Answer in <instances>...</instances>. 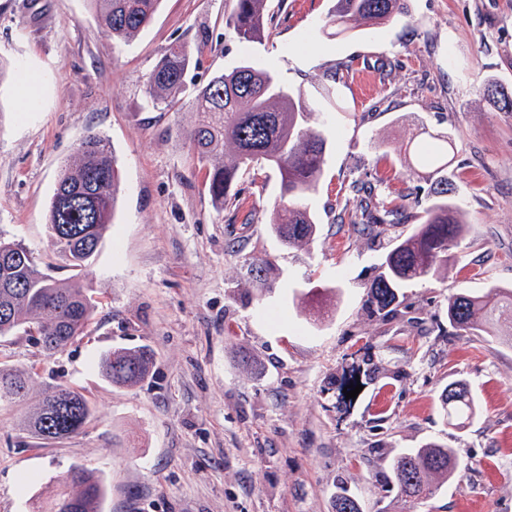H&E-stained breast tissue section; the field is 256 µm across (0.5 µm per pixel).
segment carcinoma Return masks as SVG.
Listing matches in <instances>:
<instances>
[{
  "label": "carcinoma",
  "mask_w": 512,
  "mask_h": 512,
  "mask_svg": "<svg viewBox=\"0 0 512 512\" xmlns=\"http://www.w3.org/2000/svg\"><path fill=\"white\" fill-rule=\"evenodd\" d=\"M118 45L131 43L152 22L161 0H89ZM224 25L244 45L260 43L272 18L271 0H230ZM408 13L407 0H331L322 29L346 36L359 26H379ZM193 58L187 47H168L146 81L153 101L181 100L185 76ZM482 97L496 111L512 112V91L488 81ZM197 118L187 133L190 151L203 175L213 205L224 208L237 181L251 167L266 165L279 175V201L270 224L290 247H301L317 233L314 215L303 204L319 184L326 155L322 133L308 126L312 114L301 93L284 87L274 72L243 61L229 72L216 74L198 90L191 104ZM449 136L425 129L394 149L406 171L429 168L440 175L432 199L413 232L396 240L370 285L365 309L379 319L394 314L400 292L411 281L437 274L448 262L466 230L453 189L442 172L448 169ZM119 168L110 146L98 134L83 138L58 179L48 217L50 245L60 266L71 275L58 279L42 270L33 254L19 242L0 241V337L21 330L36 338L50 354L72 343L93 320L96 301L84 283L87 268L98 253L103 234L112 223ZM357 213L349 223L370 235L385 232L373 210V194L362 187ZM448 324L469 334L496 337L512 346V289L490 288L484 294L461 291L448 298ZM154 364L148 349H114L102 360L105 376L114 384L134 386L144 381ZM31 376L0 368V401H23ZM448 423L460 426L475 418L477 405L464 384L448 386L441 394ZM94 411L90 401L68 387L45 393L25 417L23 430L38 440H63L79 434ZM454 449L438 442L410 448L392 457L386 483L405 502L434 497L441 486L460 476ZM103 487L96 472L73 466L55 494L49 512H101ZM334 512H362L361 502L342 488Z\"/></svg>",
  "instance_id": "cac0c4a2"
}]
</instances>
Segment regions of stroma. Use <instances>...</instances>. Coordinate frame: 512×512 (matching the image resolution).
Returning <instances> with one entry per match:
<instances>
[{
	"label": "stroma",
	"mask_w": 512,
	"mask_h": 512,
	"mask_svg": "<svg viewBox=\"0 0 512 512\" xmlns=\"http://www.w3.org/2000/svg\"><path fill=\"white\" fill-rule=\"evenodd\" d=\"M329 5L284 0L269 36L245 48L224 27L225 0H163L121 46L88 0H0V239L53 263L51 199L86 135L108 139L120 170L86 275L99 307L84 335L53 355L23 334L0 341V365L33 377L26 403L0 402V512H35L75 465L101 476L102 512H334L342 486L365 512H512V347L445 315L453 293L512 288V112L477 93L490 79L512 88V0H408V17L338 39L322 31ZM174 42L199 63L179 103L155 105L146 78ZM246 56L302 91L327 140L305 200L317 234L302 248L269 224L275 170L244 175L219 211L188 147L196 91ZM424 128L451 138L465 236L375 320L362 308L369 285L414 224L354 231L351 187L421 212L436 176L406 172L393 149ZM264 261L272 270L257 276ZM315 296L327 312L309 309ZM140 347L155 355L143 383L102 375L112 349ZM368 358L383 378L339 402L334 380ZM455 381L478 405L462 429L439 412ZM56 386L84 393L93 417L59 442L29 438L26 405ZM429 441L456 451L463 480L397 501L381 486L392 456Z\"/></svg>",
	"instance_id": "stroma-1"
}]
</instances>
